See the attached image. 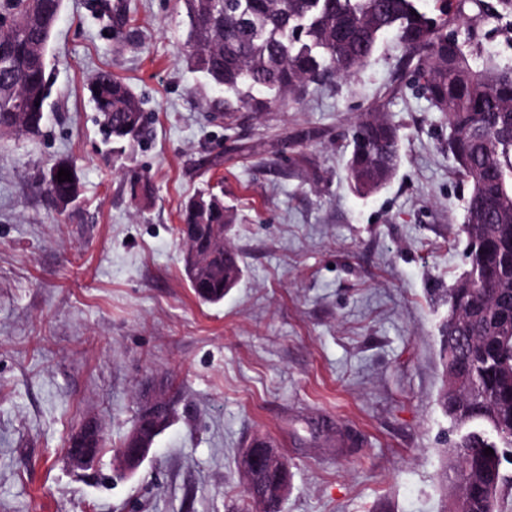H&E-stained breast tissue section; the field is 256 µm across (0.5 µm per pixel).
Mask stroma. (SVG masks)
Wrapping results in <instances>:
<instances>
[{"label": "stroma", "instance_id": "obj_1", "mask_svg": "<svg viewBox=\"0 0 512 512\" xmlns=\"http://www.w3.org/2000/svg\"><path fill=\"white\" fill-rule=\"evenodd\" d=\"M477 34L512 66V9ZM127 13L124 37L112 16ZM182 0H63L39 133L0 136V512H248L238 466L257 436L288 459L281 512H443L449 423L436 404L438 327L464 272L469 186L448 126L385 33L353 77L226 120L224 92L188 68ZM101 70L148 116L123 152L89 91ZM379 106L400 162L380 192L345 179L352 126ZM69 159L80 195L45 191ZM223 195L238 285L201 302L177 226L198 189ZM175 420L133 475H115L144 386ZM108 438L92 468L65 448L88 417ZM70 170L72 182H59L57 179L59 168ZM47 192L59 211H64L72 205L79 196V181L74 168L67 160H59L53 164L47 180Z\"/></svg>", "mask_w": 512, "mask_h": 512}]
</instances>
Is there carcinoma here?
<instances>
[{
	"label": "carcinoma",
	"instance_id": "carcinoma-1",
	"mask_svg": "<svg viewBox=\"0 0 512 512\" xmlns=\"http://www.w3.org/2000/svg\"><path fill=\"white\" fill-rule=\"evenodd\" d=\"M188 22L187 64L214 86L233 117L245 107L266 112L273 101L309 82L349 76L370 57L379 37L395 32L419 88L448 124V153L470 184L463 231L467 273L448 289L441 329L442 386L437 405L456 439L442 450L440 480L451 488L448 512H502L512 489V69L470 62L469 26L448 29V0L433 11L418 0H183ZM62 0H0L13 26L0 32V132L33 133L30 109L51 94L47 49ZM91 97L107 137L137 139L147 121L141 99L109 71L91 81ZM346 178L358 195L376 193L394 176L399 141L381 112H362L352 129ZM71 180L57 179L59 168ZM47 192L60 211L79 196L67 160L53 164ZM224 200L200 194L184 208L183 242H202L196 278L203 302L219 303L239 281L241 261L227 242ZM494 454H484L485 448ZM244 491L260 512H280L288 493V461L271 452L259 470L240 458Z\"/></svg>",
	"mask_w": 512,
	"mask_h": 512
}]
</instances>
